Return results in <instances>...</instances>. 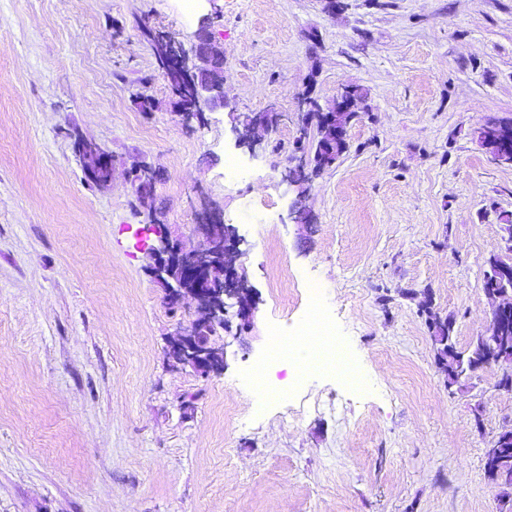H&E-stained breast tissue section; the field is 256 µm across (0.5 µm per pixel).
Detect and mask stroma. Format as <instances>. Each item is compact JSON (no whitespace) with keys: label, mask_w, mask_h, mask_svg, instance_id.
Returning <instances> with one entry per match:
<instances>
[{"label":"stroma","mask_w":512,"mask_h":512,"mask_svg":"<svg viewBox=\"0 0 512 512\" xmlns=\"http://www.w3.org/2000/svg\"><path fill=\"white\" fill-rule=\"evenodd\" d=\"M213 7L226 106L187 123L153 49L193 43L179 0H0V512H500L483 457L512 391L499 366L449 390L422 307L453 317L461 348L491 326L512 166L477 130L512 118V0L197 12ZM351 84L366 96L348 149L297 192L285 169L315 145L298 102ZM265 111L276 129L236 147L231 113ZM75 132L111 154L107 187ZM208 212L241 240L256 311L204 376L167 354L199 303L170 307L145 245L155 215L195 246ZM311 284L364 383L282 369L267 393L252 373L273 329L300 335ZM73 150L77 155L85 178L98 187L108 184L112 175V158L101 148L74 136Z\"/></svg>","instance_id":"35a3bbf8"}]
</instances>
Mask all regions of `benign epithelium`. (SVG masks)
Here are the masks:
<instances>
[{
	"label": "benign epithelium",
	"instance_id": "benign-epithelium-1",
	"mask_svg": "<svg viewBox=\"0 0 512 512\" xmlns=\"http://www.w3.org/2000/svg\"><path fill=\"white\" fill-rule=\"evenodd\" d=\"M165 74L177 76L174 94L190 100V111L184 113L191 120L200 107H224V47L218 45L210 31V15L203 16L195 33L192 52L171 41L161 57ZM363 88L359 85L341 87L335 108L325 110L317 100L306 97L301 107L304 127L318 133L321 149L332 156L333 165L347 148L346 134L354 118L353 106ZM233 130L238 143L253 148L260 143L259 132L267 133L272 125L259 113L233 114ZM512 133L503 129V122L489 118L478 129V139L492 158L512 165V149L507 141ZM73 150L77 155L85 178L99 187L108 184L112 175V158L101 148L74 136ZM316 169L300 162L286 170L284 179L291 186L300 187L311 181ZM151 184V168L142 165L134 171L132 185L138 195L147 192ZM199 241L191 250H185L171 237L169 225L151 224L148 231L154 235L146 245L148 256L154 260V275L162 280L171 300L185 295L199 299L198 316L177 333L169 344L168 354L173 361L194 369L206 368L214 373L224 370V345L211 341L215 332L224 329L228 309L237 308L242 326L251 323L254 304L247 299L246 277L240 270V239L224 230L220 218L211 217L208 223L197 225Z\"/></svg>",
	"mask_w": 512,
	"mask_h": 512
}]
</instances>
